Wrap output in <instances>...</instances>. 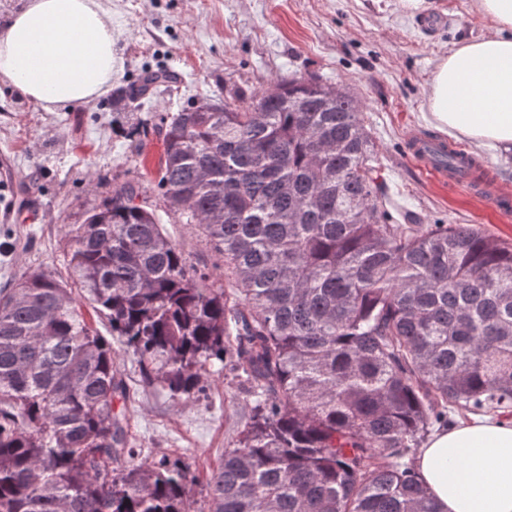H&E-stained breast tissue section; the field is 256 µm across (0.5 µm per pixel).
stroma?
<instances>
[{"mask_svg": "<svg viewBox=\"0 0 512 512\" xmlns=\"http://www.w3.org/2000/svg\"><path fill=\"white\" fill-rule=\"evenodd\" d=\"M112 18L120 69L107 94L46 108L0 83V285L26 269L64 273L67 225L105 193L98 176L135 168L131 138L112 97L145 70L175 74L173 92L142 100L141 156L156 170L158 117L235 85L267 86L288 74L318 77L359 101L394 205L425 224H472L512 243V216L461 188L421 175L406 155L411 134L433 133L428 95L437 64L461 41L492 35L477 0H426L421 12L399 0H99ZM166 229L198 267L223 266L190 227ZM119 368L129 389L131 432L142 458L162 454L204 481L231 447L242 417L226 380L196 399L170 398L140 381L132 356Z\"/></svg>", "mask_w": 512, "mask_h": 512, "instance_id": "stroma-1", "label": "stroma"}]
</instances>
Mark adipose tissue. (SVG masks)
<instances>
[{"instance_id": "adipose-tissue-1", "label": "adipose tissue", "mask_w": 512, "mask_h": 512, "mask_svg": "<svg viewBox=\"0 0 512 512\" xmlns=\"http://www.w3.org/2000/svg\"><path fill=\"white\" fill-rule=\"evenodd\" d=\"M494 35L458 44L432 78L437 129L512 147V0H478ZM118 59L97 0H26L0 31V77L23 96L70 107L103 94ZM416 469L440 512H512V420L474 416L436 431Z\"/></svg>"}]
</instances>
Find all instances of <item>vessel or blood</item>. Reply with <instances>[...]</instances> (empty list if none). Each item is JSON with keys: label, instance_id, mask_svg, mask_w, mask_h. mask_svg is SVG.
Wrapping results in <instances>:
<instances>
[{"label": "vessel or blood", "instance_id": "obj_1", "mask_svg": "<svg viewBox=\"0 0 512 512\" xmlns=\"http://www.w3.org/2000/svg\"><path fill=\"white\" fill-rule=\"evenodd\" d=\"M435 146L434 140L414 134L408 139L407 154L430 179L454 187L466 188L495 203L500 213L505 215L512 213L511 189L503 187L489 172L482 173L481 177H474V170H480V160L466 157L464 164H461L458 169L451 170L436 162L433 155Z\"/></svg>", "mask_w": 512, "mask_h": 512}]
</instances>
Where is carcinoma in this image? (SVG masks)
Instances as JSON below:
<instances>
[{"label":"carcinoma","mask_w":512,"mask_h":512,"mask_svg":"<svg viewBox=\"0 0 512 512\" xmlns=\"http://www.w3.org/2000/svg\"><path fill=\"white\" fill-rule=\"evenodd\" d=\"M173 82L147 70L114 104ZM200 103L160 117L153 181L112 176L67 225L66 279L0 289V512H197L196 476L139 458L83 301L146 386L193 398L224 377L243 402L207 512H439L413 462L425 436L451 408L512 411V244L394 223L358 100L316 77ZM166 229L171 238L179 244L191 261L200 268L215 271L221 267L223 271V258L212 251L198 234L185 224H176L164 217Z\"/></svg>","instance_id":"carcinoma-1"}]
</instances>
